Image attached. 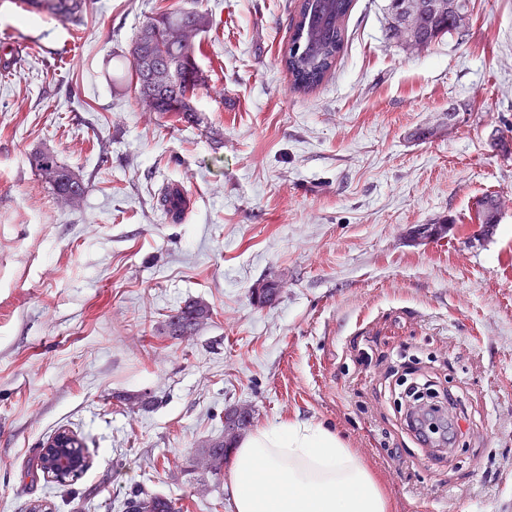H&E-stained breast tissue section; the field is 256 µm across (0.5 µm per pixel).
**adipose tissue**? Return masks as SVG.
<instances>
[{"label":"adipose tissue","instance_id":"adipose-tissue-1","mask_svg":"<svg viewBox=\"0 0 512 512\" xmlns=\"http://www.w3.org/2000/svg\"><path fill=\"white\" fill-rule=\"evenodd\" d=\"M232 512H391L383 480L336 431L294 417L241 439Z\"/></svg>","mask_w":512,"mask_h":512}]
</instances>
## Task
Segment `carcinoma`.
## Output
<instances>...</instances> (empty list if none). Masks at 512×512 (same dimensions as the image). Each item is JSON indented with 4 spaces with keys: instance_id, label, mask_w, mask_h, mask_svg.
Masks as SVG:
<instances>
[{
    "instance_id": "obj_1",
    "label": "carcinoma",
    "mask_w": 512,
    "mask_h": 512,
    "mask_svg": "<svg viewBox=\"0 0 512 512\" xmlns=\"http://www.w3.org/2000/svg\"><path fill=\"white\" fill-rule=\"evenodd\" d=\"M426 2L442 4V7L430 10L428 22L420 33L421 40L431 45L459 30V26L456 16L448 11V0ZM26 4L36 12L79 24L87 13L89 0H26ZM352 6L353 0H299L288 51L282 58L295 89L303 92L314 90L335 66L344 45V22ZM175 25L193 26L203 32L212 25V18L200 10H172L146 17L130 48V66L131 70H136L138 59L148 53L165 59L171 68V82L157 92L158 111L164 114L173 112L193 122L197 120L196 91L204 85L205 77L197 64L199 46L193 43L173 46L168 43L164 31ZM32 166L53 193L61 198L71 194L82 196L88 191L87 184L49 152L35 154ZM182 202L183 196L179 190L169 188L161 195L159 206L172 222L178 223L183 215ZM209 313V307L203 304L185 305L168 316V335L179 337L192 334ZM234 444L233 438L225 441L219 439L203 449L211 459L207 474L217 482L224 474V459ZM85 448L82 438L74 436L69 448L74 469L68 477H50L46 454L41 451L33 458L30 469L41 472L45 480L59 487H69L87 467ZM124 506L126 512H179L175 501L139 490L127 494Z\"/></svg>"
}]
</instances>
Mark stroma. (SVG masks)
Returning <instances> with one entry per match:
<instances>
[{
  "mask_svg": "<svg viewBox=\"0 0 512 512\" xmlns=\"http://www.w3.org/2000/svg\"><path fill=\"white\" fill-rule=\"evenodd\" d=\"M297 5L92 0L76 27L0 0V512H123L136 487L231 512L197 461L240 405L258 427L338 431L392 512H512V157L491 145L512 137V0H470L465 30L420 51L387 40V0H354L306 93L281 62ZM161 8L213 18L194 122L128 84ZM43 150L87 183L80 202L38 177ZM174 186L192 199L177 224L159 208ZM271 275L279 296L255 305ZM193 301L209 319L167 336ZM409 381L459 422L449 451L408 430ZM61 427L88 443L69 493L27 468Z\"/></svg>",
  "mask_w": 512,
  "mask_h": 512,
  "instance_id": "35a3bbf8",
  "label": "stroma"
}]
</instances>
